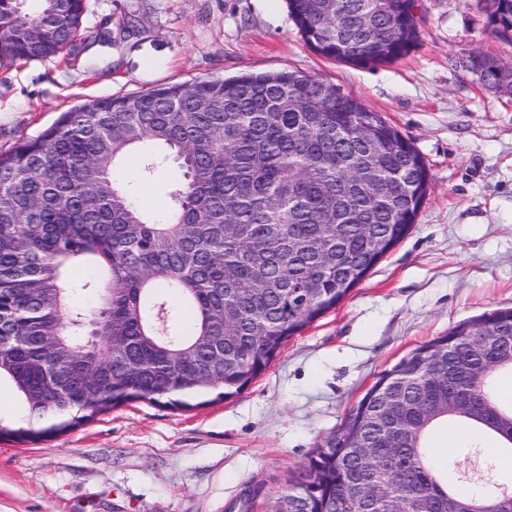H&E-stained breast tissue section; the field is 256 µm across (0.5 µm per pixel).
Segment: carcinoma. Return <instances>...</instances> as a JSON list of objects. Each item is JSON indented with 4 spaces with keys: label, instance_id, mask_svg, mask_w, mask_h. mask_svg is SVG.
I'll list each match as a JSON object with an SVG mask.
<instances>
[{
    "label": "carcinoma",
    "instance_id": "cac0c4a2",
    "mask_svg": "<svg viewBox=\"0 0 512 512\" xmlns=\"http://www.w3.org/2000/svg\"><path fill=\"white\" fill-rule=\"evenodd\" d=\"M0 0V64L67 60L87 0ZM315 54L393 63L418 40L416 0H286ZM512 40V0H481ZM465 68L512 96V64ZM169 170L142 206L119 176ZM430 170L411 139L336 85L301 72L158 86L63 112L0 153V379L38 443L129 403L173 410L246 389L288 339L336 308L411 231ZM87 269L91 301L66 278ZM512 308L459 323L382 372L316 449L281 512H487L508 491L493 462L464 478L433 460L441 425L512 457Z\"/></svg>",
    "mask_w": 512,
    "mask_h": 512
}]
</instances>
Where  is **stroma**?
I'll list each match as a JSON object with an SVG mask.
<instances>
[{
  "label": "stroma",
  "mask_w": 512,
  "mask_h": 512,
  "mask_svg": "<svg viewBox=\"0 0 512 512\" xmlns=\"http://www.w3.org/2000/svg\"><path fill=\"white\" fill-rule=\"evenodd\" d=\"M417 45L391 64L315 55L286 0H89L111 42L0 66V152L92 100L240 73L302 71L408 136L431 193L411 233L243 392L191 410L136 402L37 444L0 441V512H279L316 448L376 378L458 323L512 306V96L462 60L512 61L478 0H418ZM135 32H128V24Z\"/></svg>",
  "instance_id": "stroma-1"
}]
</instances>
